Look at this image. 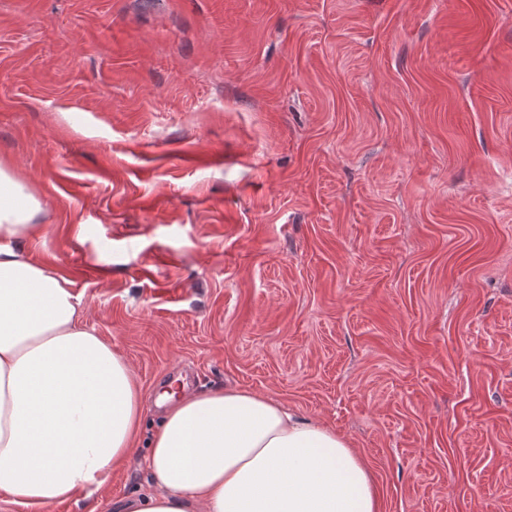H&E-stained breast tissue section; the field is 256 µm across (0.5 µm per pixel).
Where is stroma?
<instances>
[{"label":"stroma","mask_w":512,"mask_h":512,"mask_svg":"<svg viewBox=\"0 0 512 512\" xmlns=\"http://www.w3.org/2000/svg\"><path fill=\"white\" fill-rule=\"evenodd\" d=\"M28 258L145 401L237 387L381 512H512V0H0Z\"/></svg>","instance_id":"stroma-1"}]
</instances>
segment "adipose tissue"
I'll return each mask as SVG.
<instances>
[{"instance_id": "adipose-tissue-1", "label": "adipose tissue", "mask_w": 512, "mask_h": 512, "mask_svg": "<svg viewBox=\"0 0 512 512\" xmlns=\"http://www.w3.org/2000/svg\"><path fill=\"white\" fill-rule=\"evenodd\" d=\"M42 208L0 162V490L35 512L99 489L144 415L128 359L82 303L21 250ZM147 454L152 489L116 512H381L347 440L238 388L162 391Z\"/></svg>"}]
</instances>
